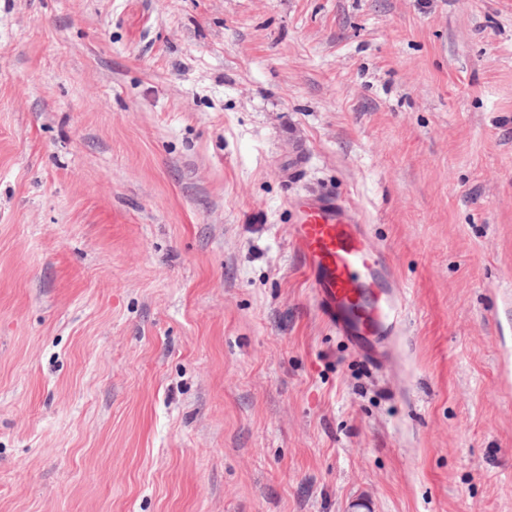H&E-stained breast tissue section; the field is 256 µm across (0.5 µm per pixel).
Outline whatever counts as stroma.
I'll return each instance as SVG.
<instances>
[{
  "label": "stroma",
  "mask_w": 512,
  "mask_h": 512,
  "mask_svg": "<svg viewBox=\"0 0 512 512\" xmlns=\"http://www.w3.org/2000/svg\"><path fill=\"white\" fill-rule=\"evenodd\" d=\"M0 512H512V0H0ZM290 204L293 247L304 260L321 315L373 362L377 353L365 345V336L381 323L398 322L403 308L387 296L395 287L386 253L368 243L359 212L336 195L304 194Z\"/></svg>",
  "instance_id": "stroma-1"
}]
</instances>
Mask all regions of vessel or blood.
I'll return each instance as SVG.
<instances>
[{"mask_svg": "<svg viewBox=\"0 0 512 512\" xmlns=\"http://www.w3.org/2000/svg\"><path fill=\"white\" fill-rule=\"evenodd\" d=\"M291 207L293 247L304 261L321 315L361 346L367 360H375L368 336L402 313L388 297L393 280L386 253L368 243L359 212L336 195H299Z\"/></svg>", "mask_w": 512, "mask_h": 512, "instance_id": "1", "label": "vessel or blood"}]
</instances>
